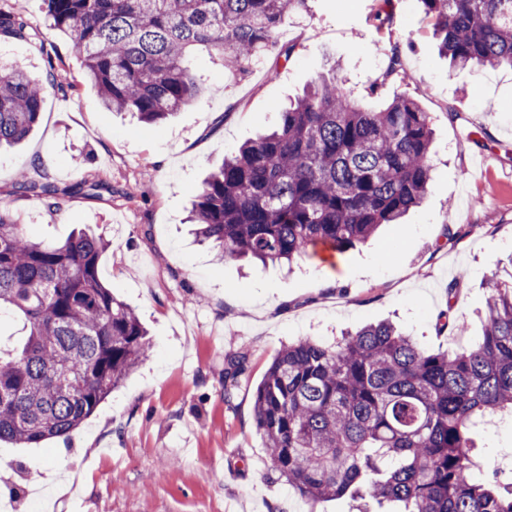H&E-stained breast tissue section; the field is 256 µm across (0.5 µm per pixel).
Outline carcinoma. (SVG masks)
Here are the masks:
<instances>
[{
    "instance_id": "carcinoma-1",
    "label": "carcinoma",
    "mask_w": 512,
    "mask_h": 512,
    "mask_svg": "<svg viewBox=\"0 0 512 512\" xmlns=\"http://www.w3.org/2000/svg\"><path fill=\"white\" fill-rule=\"evenodd\" d=\"M439 52L454 68L512 69V0H421ZM308 0H45L48 26L66 36L104 107L145 124L175 115L207 86L185 61L204 48L224 70L248 69L293 47L276 32ZM0 34L24 37L0 7ZM47 85L0 67V146L37 125ZM429 113L404 94L366 110L322 76L280 112L279 125L224 157L197 191L191 219L221 258L292 263L318 242L341 252L425 199L432 178ZM18 185L56 205L49 181ZM108 243L80 232L31 239L0 206V317L23 339L0 342V442L31 448L76 430L151 354L137 313L98 275ZM482 340L455 354L422 348L390 322L369 323L334 346L283 345L255 392L254 414L278 478L311 505L345 495L390 512H512V477L482 481L472 429L512 413V286L494 274ZM224 357V399L248 369Z\"/></svg>"
}]
</instances>
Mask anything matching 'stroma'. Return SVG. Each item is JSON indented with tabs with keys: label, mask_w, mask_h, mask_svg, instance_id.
<instances>
[{
	"label": "stroma",
	"mask_w": 512,
	"mask_h": 512,
	"mask_svg": "<svg viewBox=\"0 0 512 512\" xmlns=\"http://www.w3.org/2000/svg\"><path fill=\"white\" fill-rule=\"evenodd\" d=\"M386 8L394 22L377 28L372 16ZM22 18L24 37L0 36V61L79 89L48 90L38 125L0 153V205L37 241L59 243L80 228L103 236L109 246L98 274L136 310L152 355L71 435L37 448L0 444V512H29L35 501L41 512H71L78 499L85 512H358L347 497L310 507L273 479L255 389L284 342H331L367 321H392L434 352L479 340L485 283L512 270V71L449 70L420 0H309L307 12L277 30L295 46L277 74L266 60L228 73L217 56L198 53L188 66L209 94L149 125L102 106L71 43L49 29L43 0H25ZM396 51L404 78L381 82ZM331 74L368 108L403 93L429 112L435 142L425 203L339 254L330 288L313 254L291 268L217 261L187 223L203 178ZM451 109L459 120L449 121ZM482 153L493 161L476 176L471 162ZM21 170L58 187V206L18 191ZM448 224L470 233L447 241ZM453 282L463 292L452 301ZM448 309L464 335L441 331ZM243 348L249 370L228 400L224 357ZM473 439L481 480L487 461L512 448V416H492ZM22 470L37 472L38 484H16Z\"/></svg>",
	"instance_id": "1"
}]
</instances>
